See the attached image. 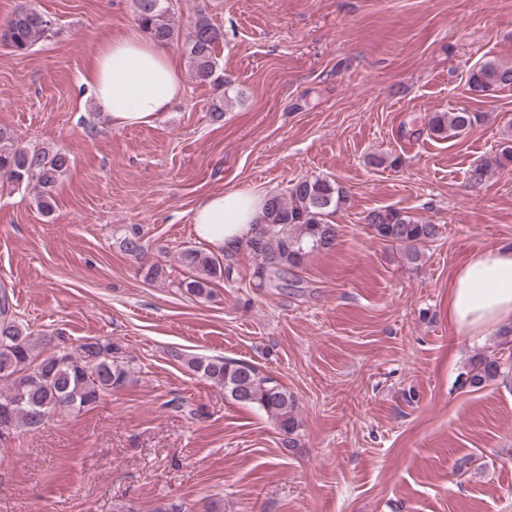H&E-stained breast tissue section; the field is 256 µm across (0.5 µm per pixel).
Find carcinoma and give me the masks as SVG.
<instances>
[{"instance_id": "1", "label": "carcinoma", "mask_w": 512, "mask_h": 512, "mask_svg": "<svg viewBox=\"0 0 512 512\" xmlns=\"http://www.w3.org/2000/svg\"><path fill=\"white\" fill-rule=\"evenodd\" d=\"M136 20L151 39L164 45L183 41L191 76L199 83L224 86L219 68V48L224 31L205 12H198L186 32L171 23L172 0H135ZM54 22L27 5L18 8L0 31V43L25 52L37 42L52 37ZM467 84L474 92L512 87V63L487 60L468 73ZM478 115L466 109L435 112L428 121L429 132L438 138L448 131H462L477 122ZM512 164V146H504L493 157L471 170V179L482 182L493 170ZM70 167L67 153L21 145L11 130L0 126V179L32 195L37 209L50 213L53 192ZM346 195L336 182L322 177H302L284 191L267 195L252 235L224 247L219 254L196 247L177 253V262L189 276L179 282L186 293L207 298L211 286L230 280L243 257L254 260L251 276L271 288L299 287V272L307 258L332 249L338 235L332 218ZM374 235L406 251L414 263L419 246L435 242L440 226L423 221L396 208L374 210L367 216ZM143 235L133 227L120 241L133 255L144 253ZM120 348L110 339L88 338L74 352L58 349L53 336L35 337L15 318L13 303L0 289V442L23 431L42 427L62 411L79 412L121 389L129 376L120 361ZM187 366L213 384L224 388L233 401L264 411L282 435L286 448H296L301 424L296 416V399L274 377L256 366L222 357L192 356ZM496 359L482 357L475 362L466 381L481 388L499 376Z\"/></svg>"}]
</instances>
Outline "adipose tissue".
Returning a JSON list of instances; mask_svg holds the SVG:
<instances>
[{"mask_svg":"<svg viewBox=\"0 0 512 512\" xmlns=\"http://www.w3.org/2000/svg\"><path fill=\"white\" fill-rule=\"evenodd\" d=\"M82 81L110 126L151 124L184 89L164 45L131 29L100 46ZM264 198L254 192L229 191L203 197L193 212L199 241L215 250L248 238ZM448 322L454 332L481 336L512 329V246L477 253L448 283Z\"/></svg>","mask_w":512,"mask_h":512,"instance_id":"1","label":"adipose tissue"}]
</instances>
